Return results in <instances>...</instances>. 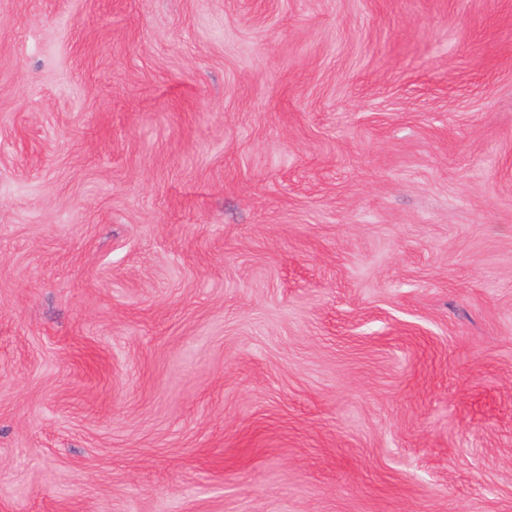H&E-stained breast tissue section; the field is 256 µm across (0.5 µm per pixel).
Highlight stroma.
Returning a JSON list of instances; mask_svg holds the SVG:
<instances>
[{"instance_id":"35a3bbf8","label":"stroma","mask_w":512,"mask_h":512,"mask_svg":"<svg viewBox=\"0 0 512 512\" xmlns=\"http://www.w3.org/2000/svg\"><path fill=\"white\" fill-rule=\"evenodd\" d=\"M0 512H512V0H0Z\"/></svg>"}]
</instances>
